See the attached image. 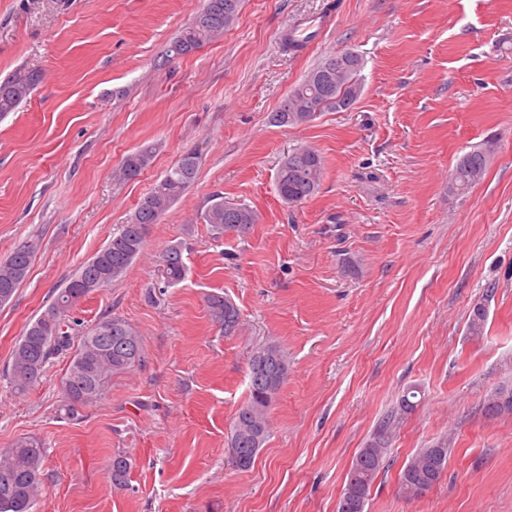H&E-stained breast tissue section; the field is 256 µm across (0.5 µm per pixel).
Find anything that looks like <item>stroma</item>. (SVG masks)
<instances>
[{"label": "stroma", "instance_id": "obj_1", "mask_svg": "<svg viewBox=\"0 0 512 512\" xmlns=\"http://www.w3.org/2000/svg\"><path fill=\"white\" fill-rule=\"evenodd\" d=\"M200 5L0 0V82L43 75L0 115V260L37 246L0 306V451L23 437L46 451L30 512H337L352 460L390 416L365 512H512V412L484 409L512 386V0H243L222 36L163 62ZM326 11L328 29L285 46L294 21ZM343 51L364 61L355 105L270 125L288 91ZM148 143L150 164L117 179ZM485 143L484 180L449 197L457 159ZM299 146L324 170L317 194L291 207L276 176ZM189 151L196 180L126 274L72 313L85 329L130 322L142 365L72 414L68 355L15 393L11 353L27 324ZM218 193L256 209L258 224L216 234L201 215ZM178 242L188 273L167 287L160 258ZM214 293L238 307L240 329L212 321ZM482 299L486 324L472 336ZM269 342L288 379L241 470L225 446L250 356ZM410 390L418 405L405 412ZM441 442L442 476L406 496L403 467ZM118 457L130 464L121 487Z\"/></svg>", "mask_w": 512, "mask_h": 512}]
</instances>
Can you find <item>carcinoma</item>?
<instances>
[{"label": "carcinoma", "instance_id": "obj_1", "mask_svg": "<svg viewBox=\"0 0 512 512\" xmlns=\"http://www.w3.org/2000/svg\"><path fill=\"white\" fill-rule=\"evenodd\" d=\"M241 8V0H203L190 23L168 44L165 59L171 61L199 50L215 36L233 25ZM358 55L343 52L324 58L292 88L273 112L270 121L277 126H297L314 118V114L334 109L333 99L341 94L352 107L362 88L356 66ZM41 74L28 71L0 83V114L13 111L27 99L40 83ZM152 145L128 154L119 169L124 179H132L151 162ZM490 150L476 147L464 153L448 178V196L456 197L479 183L487 170ZM200 158L195 152L184 153L157 180L138 202L133 214L118 234L105 247L83 262L64 288L52 298L40 315L31 321L11 354V371L23 372V378L9 377L12 389L27 391L55 356L73 350L64 380L70 409L97 400L112 376L126 373L144 357L141 336L135 327L119 317H103L91 329L79 335L72 333L75 322L72 311L90 292L77 287L82 281L100 282L105 288L122 277L142 252L148 227L159 218L195 181ZM323 171L320 154L310 147L293 149L282 160L277 171L276 186L280 198L288 205H299L319 189ZM203 222L224 234H245L257 222L256 212L246 204L232 203L217 194L202 214ZM36 244L26 242L13 249L0 261V291L16 292L26 279ZM187 266L179 243L169 246L161 260V278L166 285L185 279ZM211 319L229 331L240 325L239 310L219 294L208 299ZM288 365L276 343L257 348L249 361V397L237 410L227 449L236 453L247 469L262 447L267 434V414L286 381ZM491 413L512 411V388L497 389L487 401ZM391 422L385 421L360 449L349 468L347 482L340 498L338 512H365L368 491L387 455ZM45 449L34 438L15 442L0 454V512H29L41 488ZM448 462V449L423 448L404 466L400 481L405 493L420 496L441 477ZM129 462L116 458L112 463V484H125Z\"/></svg>", "mask_w": 512, "mask_h": 512}]
</instances>
